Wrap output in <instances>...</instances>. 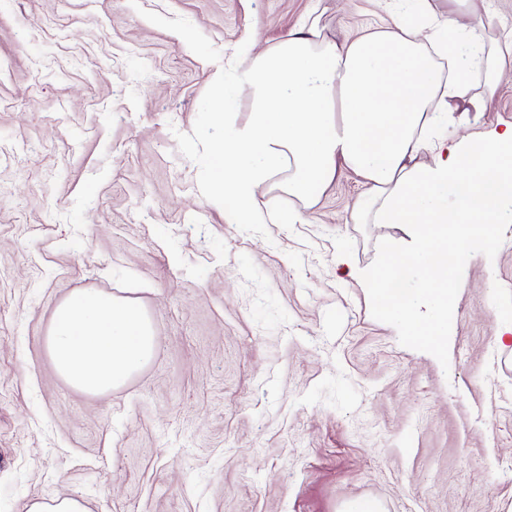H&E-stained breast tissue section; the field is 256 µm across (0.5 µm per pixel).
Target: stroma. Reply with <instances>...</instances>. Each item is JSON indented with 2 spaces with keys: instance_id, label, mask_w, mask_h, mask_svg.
<instances>
[{
  "instance_id": "35a3bbf8",
  "label": "stroma",
  "mask_w": 512,
  "mask_h": 512,
  "mask_svg": "<svg viewBox=\"0 0 512 512\" xmlns=\"http://www.w3.org/2000/svg\"><path fill=\"white\" fill-rule=\"evenodd\" d=\"M399 0H0V512H512V223L453 281L441 348L350 277L410 224H362L337 171L304 224H229L212 79L310 14L335 42ZM512 125V83L463 130ZM348 264H340L338 250ZM139 303L149 362L104 395L55 371V307ZM26 512H89L85 503L74 496H57L30 502Z\"/></svg>"
}]
</instances>
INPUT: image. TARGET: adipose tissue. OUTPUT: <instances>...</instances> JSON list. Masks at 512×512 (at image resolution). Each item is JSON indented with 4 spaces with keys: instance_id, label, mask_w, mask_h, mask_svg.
I'll list each match as a JSON object with an SVG mask.
<instances>
[{
    "instance_id": "ef3b65f1",
    "label": "adipose tissue",
    "mask_w": 512,
    "mask_h": 512,
    "mask_svg": "<svg viewBox=\"0 0 512 512\" xmlns=\"http://www.w3.org/2000/svg\"><path fill=\"white\" fill-rule=\"evenodd\" d=\"M410 2L386 27L340 44L310 20L274 47H241L247 65L217 74L212 93L227 116L249 99L250 116L242 125L225 121L209 157L210 191L228 222L303 224L304 203L338 168L357 172L367 186L354 206L359 220L415 225L419 249L387 252L373 268L349 274L387 289L386 313L433 345L456 272L473 247H491L497 225L512 220V127L445 133L455 113L485 111L499 85L512 80V39L485 41L466 14ZM276 177L295 206L275 211L258 200ZM423 258L430 267L421 286L434 303L424 313L409 307L408 294L388 289L395 273ZM154 345L138 304L92 291L57 306L46 338L59 376L88 394L124 384Z\"/></svg>"
}]
</instances>
